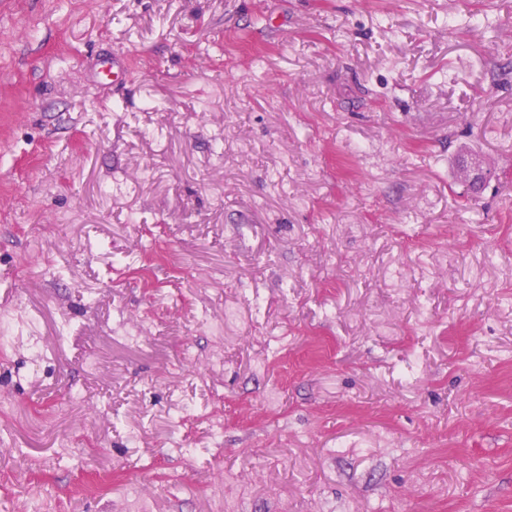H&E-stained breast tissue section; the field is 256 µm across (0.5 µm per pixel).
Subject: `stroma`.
Listing matches in <instances>:
<instances>
[{
	"label": "stroma",
	"instance_id": "stroma-1",
	"mask_svg": "<svg viewBox=\"0 0 512 512\" xmlns=\"http://www.w3.org/2000/svg\"><path fill=\"white\" fill-rule=\"evenodd\" d=\"M2 314L0 512H512V0H0Z\"/></svg>",
	"mask_w": 512,
	"mask_h": 512
}]
</instances>
